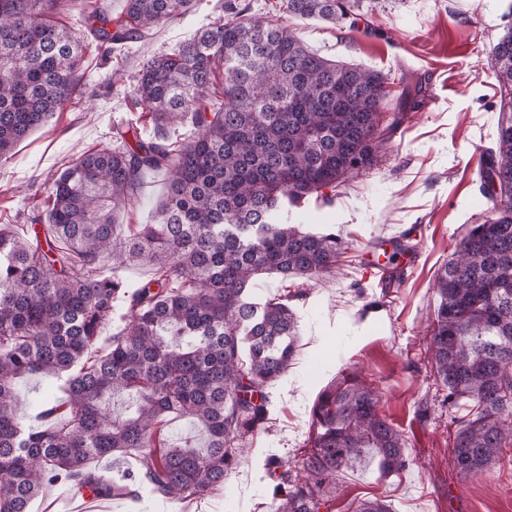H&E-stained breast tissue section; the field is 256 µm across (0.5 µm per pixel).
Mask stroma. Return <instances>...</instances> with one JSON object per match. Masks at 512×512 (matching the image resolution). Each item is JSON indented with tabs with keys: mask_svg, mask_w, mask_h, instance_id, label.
<instances>
[{
	"mask_svg": "<svg viewBox=\"0 0 512 512\" xmlns=\"http://www.w3.org/2000/svg\"><path fill=\"white\" fill-rule=\"evenodd\" d=\"M223 2L198 0L192 13L150 39L126 42L109 55L86 40L76 99L18 144L11 158L0 159V225L26 232L32 217L45 215L53 180L82 154L113 144L128 122L137 123L141 135L151 133L150 116L129 99L140 61L222 21ZM371 8L369 35L287 21L320 55L386 75L390 103L398 101L405 72L425 82L428 97L393 133L379 169L353 178L331 203L312 198L296 211L305 228L331 225L346 246L334 275L316 283L271 277L257 291L262 298L305 293L291 304L299 339L287 374L270 389V420L248 437V454L212 494L182 503L122 498L109 512H271L279 476L264 473L263 459L277 456L284 470H295L312 434L319 391L352 371L379 389L381 408L406 439L413 462L384 480L370 459L340 471L330 512H354L360 500L374 497L393 512H512L511 469L469 477L452 470L449 448L465 411L442 406L443 386L431 375L428 351L436 273L467 226L483 222L491 207L479 191L480 171L504 113L490 58L512 27V0H373ZM166 182L165 173L147 175L121 224L152 223ZM407 235L419 261L393 287H381L373 273L377 246ZM16 388L25 424L43 427L36 406L57 392L55 378L23 379ZM423 398L432 406L425 423L414 417Z\"/></svg>",
	"mask_w": 512,
	"mask_h": 512,
	"instance_id": "35a3bbf8",
	"label": "stroma"
}]
</instances>
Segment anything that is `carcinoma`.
Returning <instances> with one entry per match:
<instances>
[{
  "label": "carcinoma",
  "mask_w": 512,
  "mask_h": 512,
  "mask_svg": "<svg viewBox=\"0 0 512 512\" xmlns=\"http://www.w3.org/2000/svg\"><path fill=\"white\" fill-rule=\"evenodd\" d=\"M98 0H0V159L71 102L82 85L84 38L51 22L66 3L100 44L142 40L186 15L194 0H125L117 17ZM286 13L358 28L364 0H283ZM224 92L212 97L216 70ZM490 69L512 112V29ZM399 111L380 128L385 77L311 50L298 32L242 0L224 23L139 63L131 94L148 109L149 138L130 123L118 148L83 155L55 182L47 223L24 237L0 225V512H29L54 484L107 496L201 498L246 455V435L269 417L268 389L288 372L298 333L286 293L257 301L256 280L319 281L343 249L336 232L288 222V207L379 166L390 133L420 107L426 86L403 78ZM190 137L172 141L175 126ZM168 175L155 223L121 233L118 215L145 176ZM494 217L474 224L437 274L429 352L442 405L469 408L450 463L477 476L506 464L512 445V115L481 172ZM149 265L130 292L117 272ZM119 320L102 356L92 348ZM53 372L65 399L42 403L64 421L22 424L15 383ZM124 397L116 412L111 404ZM187 416L205 447L162 448L159 426ZM314 436L295 477L274 490V512L330 509L336 474L366 456L387 477L411 464L378 392L355 376L318 395ZM135 458L117 481L92 469Z\"/></svg>",
  "instance_id": "obj_1"
}]
</instances>
